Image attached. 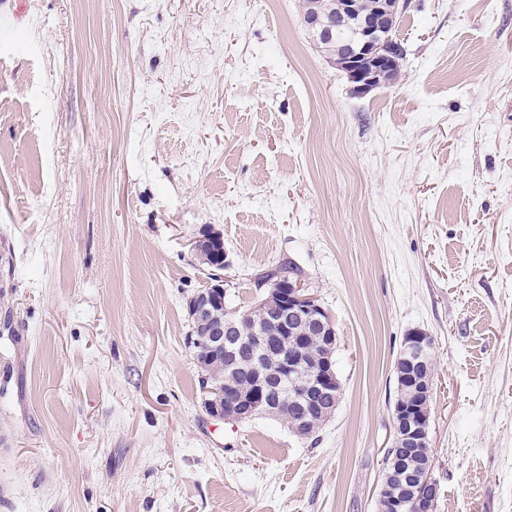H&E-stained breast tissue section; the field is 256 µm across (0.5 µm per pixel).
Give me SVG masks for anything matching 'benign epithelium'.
<instances>
[{"mask_svg":"<svg viewBox=\"0 0 512 512\" xmlns=\"http://www.w3.org/2000/svg\"><path fill=\"white\" fill-rule=\"evenodd\" d=\"M407 3L408 0H374L366 7L360 0H335L325 8L309 4L302 11V20L317 40L348 33V38L340 41L342 53L332 64L346 75L351 92L360 96L376 89L388 75L399 74L404 69L406 50L396 38L395 29ZM208 237L220 255V262L212 271L215 285L188 300L189 310L208 325L202 353L209 356L222 349L226 354H234L239 346L247 345L258 355L274 359V366L258 373L248 393L232 382L224 383L222 391L209 389L208 376L202 375L205 385L202 404L206 414L215 420L243 422L261 413L285 415L292 407L300 412L298 422L303 425L314 415L325 413L321 398L333 387L335 374L328 364L304 373L302 352L288 340V316L320 326L322 346L330 349L336 343V330L326 309L314 301L302 281L281 279L256 307L260 317L276 328L280 344H271L267 333L256 327L241 341L226 342L230 331H241V326L254 320V316L246 312L237 320L213 321L216 310L224 307L221 271L230 265V260L224 250L223 236L211 232ZM405 342L407 347H416L424 353L432 347L430 336L421 331L409 333ZM429 397V388L416 386L411 400L395 403L393 448H412L426 437Z\"/></svg>","mask_w":512,"mask_h":512,"instance_id":"1","label":"benign epithelium"}]
</instances>
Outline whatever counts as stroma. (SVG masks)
<instances>
[{
	"label": "stroma",
	"mask_w": 512,
	"mask_h": 512,
	"mask_svg": "<svg viewBox=\"0 0 512 512\" xmlns=\"http://www.w3.org/2000/svg\"><path fill=\"white\" fill-rule=\"evenodd\" d=\"M0 37V512H378L394 363L433 339L434 512H512V0H411L356 96L300 0H25ZM336 329L316 438L208 417L189 245Z\"/></svg>",
	"instance_id": "obj_1"
}]
</instances>
